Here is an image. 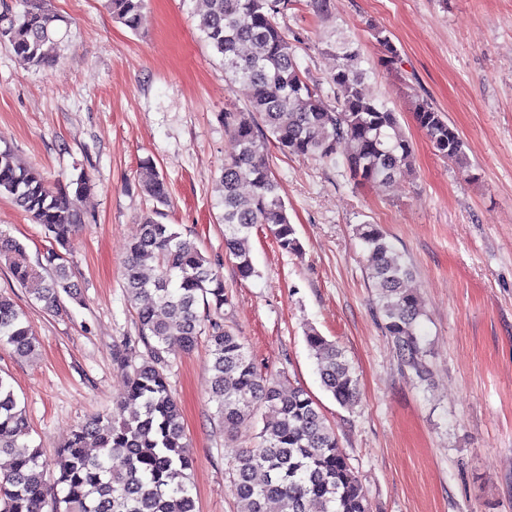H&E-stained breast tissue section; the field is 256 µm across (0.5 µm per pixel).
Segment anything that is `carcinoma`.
Wrapping results in <instances>:
<instances>
[{"label":"carcinoma","instance_id":"carcinoma-1","mask_svg":"<svg viewBox=\"0 0 512 512\" xmlns=\"http://www.w3.org/2000/svg\"><path fill=\"white\" fill-rule=\"evenodd\" d=\"M112 17L139 28L146 0H107ZM17 15L9 5L0 11V40L19 59L33 65L54 62L57 41L54 16L45 0H22ZM288 0H204L198 29L224 62L231 85L248 90L242 112L224 113L234 150L224 161L217 189L224 212V248L243 278L255 275L249 238L264 226L286 252L300 250L279 183L271 169L269 146L285 155L334 161L338 147L343 165L359 184L385 188L412 171L413 147L396 112L367 97L358 50L336 44V69L330 75L335 105L324 104L318 88L302 75L295 45L277 22ZM382 65L401 63L388 36ZM413 120L439 155L466 172L464 141L448 118L426 100L415 104ZM74 196L53 190L41 172L9 150L0 151V196L11 199L66 246L82 216L78 202L90 180H75ZM138 184L152 201L130 242L123 266V288L134 305L138 341L146 358L135 365L126 358L130 343L116 353L126 371L120 413L99 415L79 424L59 451L58 472L50 475L40 452L25 439L30 425L8 381L0 375V512H42L48 484L57 487L53 512H196L188 470L193 455L166 369L168 356L191 351L206 336L211 357V398L224 434L254 419L261 424L254 445L231 451L229 474L237 512H370L363 487L340 450L334 428L326 423L316 400L301 386L285 385L258 370L242 338L224 325L230 303L220 265L197 243L157 217L168 206L169 190L151 160L141 163ZM371 257L368 279L376 290L387 336L403 365L425 373L419 338V295L407 287L411 268L375 224L357 229ZM8 261L16 281L30 298L48 310L62 307L61 293L74 284L64 256L54 249L38 270L25 247L0 234V258ZM204 313H199L198 308ZM323 388L341 406L359 397V382L345 354L315 329L306 333ZM27 358L38 338L24 311L0 293V347ZM133 408L129 416L123 411Z\"/></svg>","mask_w":512,"mask_h":512}]
</instances>
